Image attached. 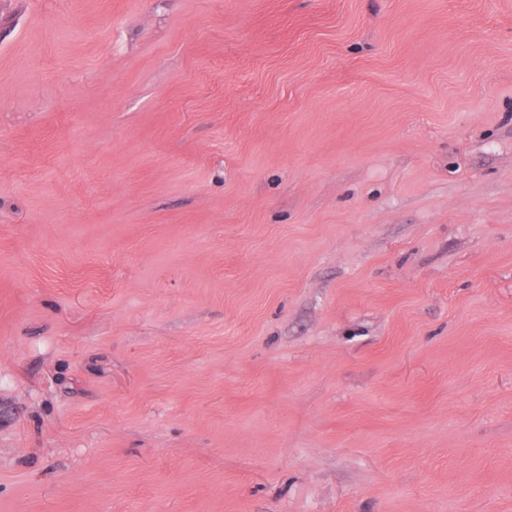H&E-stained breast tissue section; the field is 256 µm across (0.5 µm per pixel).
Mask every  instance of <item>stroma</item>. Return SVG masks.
<instances>
[{"label":"stroma","instance_id":"35a3bbf8","mask_svg":"<svg viewBox=\"0 0 512 512\" xmlns=\"http://www.w3.org/2000/svg\"><path fill=\"white\" fill-rule=\"evenodd\" d=\"M0 512H512V0H0Z\"/></svg>","mask_w":512,"mask_h":512}]
</instances>
